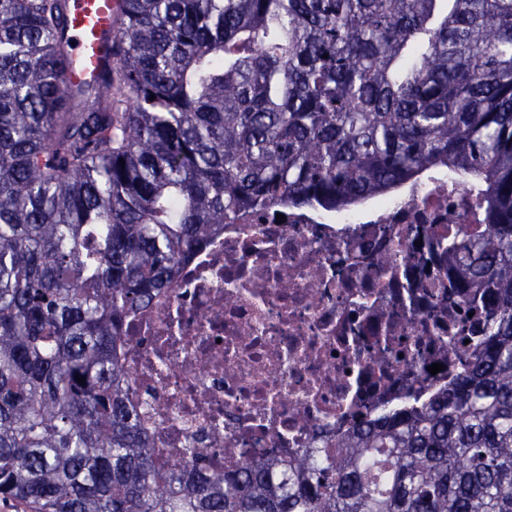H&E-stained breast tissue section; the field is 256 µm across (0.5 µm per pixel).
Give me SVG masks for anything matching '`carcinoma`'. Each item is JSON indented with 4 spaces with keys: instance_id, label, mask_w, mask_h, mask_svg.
Segmentation results:
<instances>
[{
    "instance_id": "cac0c4a2",
    "label": "carcinoma",
    "mask_w": 512,
    "mask_h": 512,
    "mask_svg": "<svg viewBox=\"0 0 512 512\" xmlns=\"http://www.w3.org/2000/svg\"><path fill=\"white\" fill-rule=\"evenodd\" d=\"M68 0H0V499L17 512H512V0H117L61 75ZM478 186L454 246L491 322L420 410L234 472L161 465L126 319L219 225ZM85 378V384L76 376ZM65 40L73 61L65 81L77 86L91 80L110 60L108 44L116 28L115 0H69Z\"/></svg>"
}]
</instances>
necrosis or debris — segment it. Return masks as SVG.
<instances>
[{
    "instance_id": "obj_1",
    "label": "necrosis or debris",
    "mask_w": 512,
    "mask_h": 512,
    "mask_svg": "<svg viewBox=\"0 0 512 512\" xmlns=\"http://www.w3.org/2000/svg\"><path fill=\"white\" fill-rule=\"evenodd\" d=\"M472 194L433 171L351 210L224 225L128 323L122 358L157 459L194 448L231 471L431 402L465 368L454 337L487 331L436 267L480 230Z\"/></svg>"
}]
</instances>
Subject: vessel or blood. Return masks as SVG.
<instances>
[{
	"mask_svg": "<svg viewBox=\"0 0 512 512\" xmlns=\"http://www.w3.org/2000/svg\"><path fill=\"white\" fill-rule=\"evenodd\" d=\"M65 39L73 61L65 71L69 85L91 80L108 62V44L116 27L115 0H69Z\"/></svg>",
	"mask_w": 512,
	"mask_h": 512,
	"instance_id": "b4317fda",
	"label": "vessel or blood"
}]
</instances>
